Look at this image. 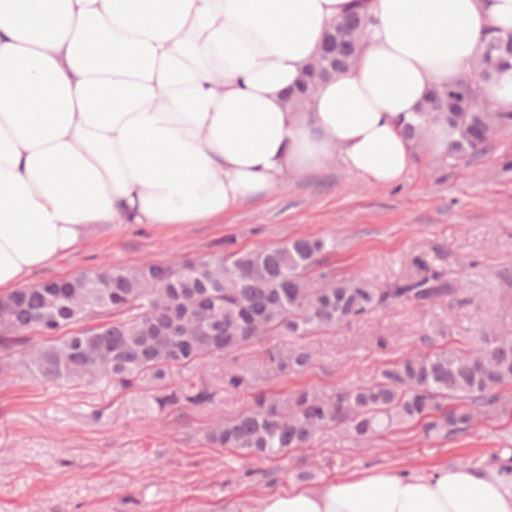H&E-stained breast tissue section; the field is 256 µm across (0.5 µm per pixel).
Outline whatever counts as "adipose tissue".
Wrapping results in <instances>:
<instances>
[{
  "mask_svg": "<svg viewBox=\"0 0 512 512\" xmlns=\"http://www.w3.org/2000/svg\"><path fill=\"white\" fill-rule=\"evenodd\" d=\"M359 8L355 66L291 111L327 31ZM510 31L512 0H0V294L96 224H202L334 158L398 181L403 124ZM261 512H512V477L379 471Z\"/></svg>",
  "mask_w": 512,
  "mask_h": 512,
  "instance_id": "adipose-tissue-1",
  "label": "adipose tissue"
}]
</instances>
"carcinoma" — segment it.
Here are the masks:
<instances>
[{"mask_svg": "<svg viewBox=\"0 0 512 512\" xmlns=\"http://www.w3.org/2000/svg\"><path fill=\"white\" fill-rule=\"evenodd\" d=\"M366 17L353 12L327 34L336 53L325 75L303 76L289 98L304 110L307 87L328 81L356 60ZM484 54L492 67L468 87L465 80L434 88L404 126L415 141L435 127L448 136L445 155L482 151L495 133L512 127V111L481 100V84L512 59V33L493 35ZM327 238H300L258 250H226L177 263L145 261L108 266L76 276L17 288L0 297V369L20 363L41 381L87 384L108 380L124 389L137 382L166 385L170 371L277 337L268 353L281 372L306 370L313 358L300 339L363 318L393 302L424 305L451 297L461 288L442 270L416 257L413 270L386 288L358 276L336 275L329 264L335 250ZM83 328L67 336L72 325ZM512 331L481 336L472 350L438 348L405 356L381 368L363 384L325 393L305 387L285 401L262 392L230 418H218L206 442L245 459L276 462L304 450L334 429L359 447L405 426L427 438L448 441L472 433L475 419L512 420ZM207 387L193 394L171 392L165 400L201 406L211 401Z\"/></svg>", "mask_w": 512, "mask_h": 512, "instance_id": "1", "label": "carcinoma"}]
</instances>
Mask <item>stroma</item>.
I'll return each instance as SVG.
<instances>
[{"label":"stroma","mask_w":512,"mask_h":512,"mask_svg":"<svg viewBox=\"0 0 512 512\" xmlns=\"http://www.w3.org/2000/svg\"><path fill=\"white\" fill-rule=\"evenodd\" d=\"M306 236L335 239L337 275H360L383 288L425 257L461 292L424 306L408 302L373 311L306 343L303 373L270 371L267 341L173 374L175 389L208 385L210 404L160 406L166 390L35 380L20 365L0 372V512H260L262 500L313 471L319 487L378 469L426 476L451 466L486 468L512 448V422L480 419L456 441L426 440L404 428L354 447L335 432L272 464L209 447L212 419L246 408L255 390L286 397L308 386L330 392L369 380L407 353L466 349L484 330L512 329V127L486 149L440 161L418 145L398 183L380 185L339 160L283 178L269 195L204 224H103L87 241L30 283L146 260L184 261L224 248L274 247ZM249 368L258 389L229 388L225 374Z\"/></svg>","instance_id":"1"}]
</instances>
